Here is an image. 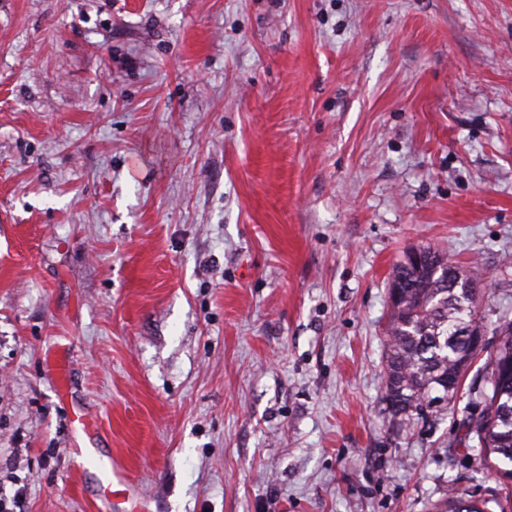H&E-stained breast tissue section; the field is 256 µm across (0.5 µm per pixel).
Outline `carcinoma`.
<instances>
[{
  "label": "carcinoma",
  "instance_id": "1",
  "mask_svg": "<svg viewBox=\"0 0 512 512\" xmlns=\"http://www.w3.org/2000/svg\"><path fill=\"white\" fill-rule=\"evenodd\" d=\"M424 261L406 260L393 271L390 288L400 301L390 307L386 330L385 401L402 421L432 405L437 389L450 400L458 392L476 351L472 334L485 333L481 274L462 269L447 255L421 248ZM485 383L478 391L484 408L468 420L467 434L480 447L479 469L512 485V321L498 327ZM488 501L451 488L444 512H489Z\"/></svg>",
  "mask_w": 512,
  "mask_h": 512
}]
</instances>
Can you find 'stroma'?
I'll return each mask as SVG.
<instances>
[{"label": "stroma", "instance_id": "stroma-1", "mask_svg": "<svg viewBox=\"0 0 512 512\" xmlns=\"http://www.w3.org/2000/svg\"><path fill=\"white\" fill-rule=\"evenodd\" d=\"M416 246L483 271L496 345L512 0H0L6 512H111L88 448L144 512H512L464 444L487 351L386 409ZM485 499H477L465 492L451 488L448 490V504L445 503L444 512H489Z\"/></svg>", "mask_w": 512, "mask_h": 512}]
</instances>
